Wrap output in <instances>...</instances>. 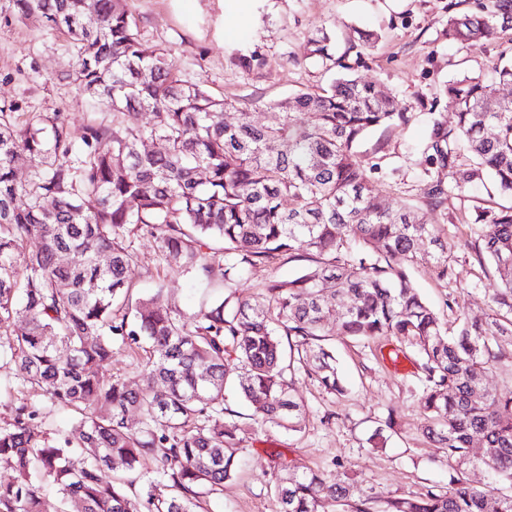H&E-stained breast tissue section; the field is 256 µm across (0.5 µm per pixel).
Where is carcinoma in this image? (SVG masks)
I'll use <instances>...</instances> for the list:
<instances>
[{
	"instance_id": "obj_1",
	"label": "carcinoma",
	"mask_w": 512,
	"mask_h": 512,
	"mask_svg": "<svg viewBox=\"0 0 512 512\" xmlns=\"http://www.w3.org/2000/svg\"><path fill=\"white\" fill-rule=\"evenodd\" d=\"M14 18L65 33L77 57L69 78L112 109V123L87 124L77 144L57 113L19 125L15 105L0 107V328L23 323L0 358L19 369L20 387L81 415L51 438L31 427L37 404L15 407L0 425V465L14 473L0 482V512H42L46 485L61 512H197L238 464L226 385L262 423L296 431L303 406L285 366L344 392L322 344L337 331L412 341L423 360V432L445 448L454 474L445 491L383 501L347 476L329 480L283 462L280 512H487L494 488L467 477L478 466L512 487V389L484 384L506 356L499 338H512V206L475 208L499 276L497 310L450 334L406 270L427 261L448 277L440 230L411 206H383L375 165L359 151L370 130L406 120L383 87L356 76L361 56L342 62L328 32H318L309 58L340 68L337 77L327 89L266 104L259 124L251 107L181 80L167 48L146 50L130 0H0V21ZM509 21L512 0H488L478 13L449 17L446 35L478 48ZM499 86H512V63L444 87L457 123L436 119L429 128L425 150L448 181L427 182L428 204L464 198L488 178L512 196V96ZM138 110L152 112L153 123L139 124ZM228 111L239 113L236 123L224 121ZM463 151L472 163L459 175ZM25 162L35 172L23 184L15 169ZM141 232L167 268L199 281L210 280L209 250L218 245L226 289L280 256L310 265L269 280L258 298L228 295L187 316L159 293L130 299ZM143 342L142 384L101 374L114 344ZM136 481L135 501L127 488Z\"/></svg>"
}]
</instances>
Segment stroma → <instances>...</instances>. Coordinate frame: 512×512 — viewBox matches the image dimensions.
<instances>
[{"label":"stroma","mask_w":512,"mask_h":512,"mask_svg":"<svg viewBox=\"0 0 512 512\" xmlns=\"http://www.w3.org/2000/svg\"><path fill=\"white\" fill-rule=\"evenodd\" d=\"M481 0H131L139 38L145 48H168L174 70L217 97L260 102L255 121H264V103L306 89L327 86L332 75L307 57L308 41L326 28L337 54L362 55L359 76L381 84L395 96L406 121L371 131L361 149L376 163L374 184L392 207L416 204L428 224L438 225L448 251V276L441 279L431 263L411 269L419 292L439 311L449 328L459 319L486 320L498 280L479 255L485 230L475 223V207L512 205L493 183L477 185L464 199L448 198L443 206L424 204L434 167L424 150L432 122L455 123L442 90L448 81L477 72L486 61L512 57V24L500 28L481 48L450 43L448 17L478 12ZM378 34L363 48L359 32ZM252 57L244 66L242 56ZM76 55L65 37L37 22L0 25V103L17 105L20 123L39 124L60 114L73 139H81L88 120L111 122V113L81 96L68 74ZM139 267L132 294L163 293L179 311L205 308L224 292V256L212 251L209 286L190 275L159 266L152 237L136 241ZM304 262L280 258L247 271L237 290L259 296L273 277L301 272ZM347 390H326L316 378L293 374L303 405L300 431L277 427L258 432L253 408L234 390H226L227 407L239 414L241 462L220 495L208 498L202 512H279L274 495L278 463L302 470L356 477L360 488L382 496L419 495L448 487L452 472L438 444L422 432L419 403V356L408 341L384 337L357 341L333 336ZM394 428H387V419Z\"/></svg>","instance_id":"stroma-1"}]
</instances>
